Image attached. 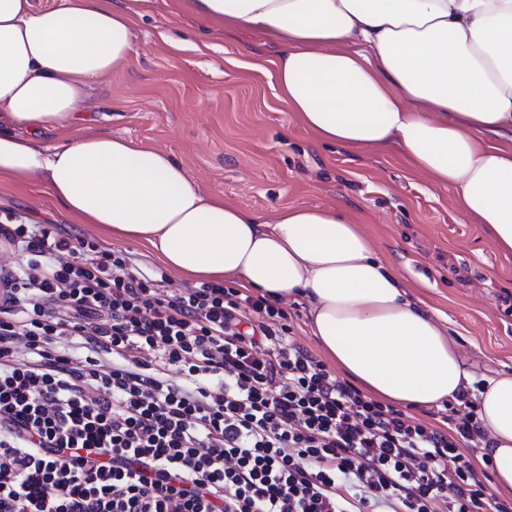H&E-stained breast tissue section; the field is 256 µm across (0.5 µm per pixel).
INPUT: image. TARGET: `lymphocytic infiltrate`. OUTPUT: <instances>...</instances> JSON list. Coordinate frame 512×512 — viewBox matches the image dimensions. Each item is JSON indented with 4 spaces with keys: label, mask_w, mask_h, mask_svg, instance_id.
Listing matches in <instances>:
<instances>
[{
    "label": "lymphocytic infiltrate",
    "mask_w": 512,
    "mask_h": 512,
    "mask_svg": "<svg viewBox=\"0 0 512 512\" xmlns=\"http://www.w3.org/2000/svg\"><path fill=\"white\" fill-rule=\"evenodd\" d=\"M0 512H512L462 441L375 400L267 297L0 221Z\"/></svg>",
    "instance_id": "f902f5d3"
}]
</instances>
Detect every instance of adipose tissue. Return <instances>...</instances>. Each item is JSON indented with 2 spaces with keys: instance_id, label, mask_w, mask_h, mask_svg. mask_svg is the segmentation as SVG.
<instances>
[{
  "instance_id": "obj_1",
  "label": "adipose tissue",
  "mask_w": 512,
  "mask_h": 512,
  "mask_svg": "<svg viewBox=\"0 0 512 512\" xmlns=\"http://www.w3.org/2000/svg\"><path fill=\"white\" fill-rule=\"evenodd\" d=\"M197 16L269 36L279 99L319 141L398 151L512 254V0H188ZM133 52L103 0H0V175L39 184L70 218L140 243L184 278L300 297L312 336L362 389L405 408L472 390L448 332L333 207L272 218L205 193L171 155L106 133L49 148L91 80ZM492 489L512 494V374L477 391Z\"/></svg>"
}]
</instances>
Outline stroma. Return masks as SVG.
<instances>
[{"mask_svg":"<svg viewBox=\"0 0 512 512\" xmlns=\"http://www.w3.org/2000/svg\"><path fill=\"white\" fill-rule=\"evenodd\" d=\"M112 3L131 18L130 59L92 81L85 122L41 132L40 145L121 135L170 154L205 191L267 218L284 206L340 208L447 328L475 381L512 374V311L497 299L512 292V255L462 219L452 190L396 151L317 141L278 100L275 46L263 36L205 21L187 0ZM10 213L155 262L145 245L72 221L41 186L0 177V215Z\"/></svg>","mask_w":512,"mask_h":512,"instance_id":"35a3bbf8","label":"stroma"}]
</instances>
